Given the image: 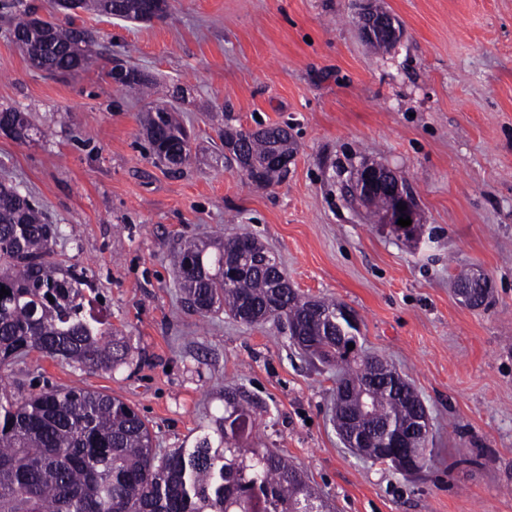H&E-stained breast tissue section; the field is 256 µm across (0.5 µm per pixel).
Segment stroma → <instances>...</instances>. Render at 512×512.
Returning <instances> with one entry per match:
<instances>
[{
  "mask_svg": "<svg viewBox=\"0 0 512 512\" xmlns=\"http://www.w3.org/2000/svg\"><path fill=\"white\" fill-rule=\"evenodd\" d=\"M402 28L373 51L357 0H171L166 19L80 10L101 56L68 78L33 68L0 9V180L59 229L62 266L84 273L93 312L126 336L129 362L86 371L31 352L0 385L79 387L118 397L155 445H191L235 387L262 407L242 443L291 458L333 512H512V0H376ZM121 57L154 80L192 136V160L155 164L147 102L108 75ZM287 124V178L266 190L225 163L224 127ZM403 174L421 224L372 218L344 188L362 161ZM249 232L301 295L357 315L358 353L415 386L432 457L406 478L346 448L332 421L336 367L310 362L273 323L201 316L177 284L186 240ZM490 280L487 307L454 292ZM33 130L31 122L24 112L6 109L0 111V131L17 140H26Z\"/></svg>",
  "mask_w": 512,
  "mask_h": 512,
  "instance_id": "1",
  "label": "stroma"
}]
</instances>
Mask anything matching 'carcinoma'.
I'll list each match as a JSON object with an SVG mask.
<instances>
[{"mask_svg":"<svg viewBox=\"0 0 512 512\" xmlns=\"http://www.w3.org/2000/svg\"><path fill=\"white\" fill-rule=\"evenodd\" d=\"M67 0H54L55 12L43 18L17 9L11 35L30 64L65 77L96 59L94 32L74 26ZM150 0H82L80 8L139 20ZM62 13L60 20L55 13ZM143 127L153 156L177 167L186 165L191 145L172 106L152 104ZM33 130L27 115L0 111V132L17 140ZM221 140L236 144L258 188L284 178L272 165L273 145L295 152L288 128H226ZM57 228L13 185L0 183V368L36 351L81 369L115 368L127 361L125 337L85 312L83 273L61 269L54 261ZM267 247L247 232L210 243L184 241L174 262L185 303L202 316L223 307L245 325L270 320L302 336L311 356L322 363H347L348 344L359 328L336 301L311 300L278 290L281 267L266 260ZM338 382L347 396L336 407L341 419L354 421L349 436L359 438L379 424L406 431L426 415L414 387L395 371L373 383L378 362L354 359ZM190 448L159 453L149 426L122 400L76 388L39 392H0V512H324L327 503L302 471L274 448H243L239 437L255 424L253 403L245 393L224 391V416ZM373 462L404 468L387 458L382 441L364 449Z\"/></svg>","mask_w":512,"mask_h":512,"instance_id":"carcinoma-1","label":"carcinoma"}]
</instances>
